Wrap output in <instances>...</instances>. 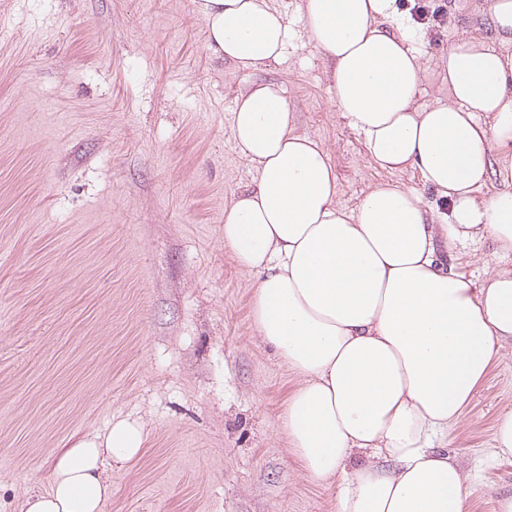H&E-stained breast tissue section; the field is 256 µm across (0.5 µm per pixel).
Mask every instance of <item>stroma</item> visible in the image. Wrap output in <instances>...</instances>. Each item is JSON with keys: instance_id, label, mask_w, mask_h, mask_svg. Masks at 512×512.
<instances>
[{"instance_id": "obj_1", "label": "stroma", "mask_w": 512, "mask_h": 512, "mask_svg": "<svg viewBox=\"0 0 512 512\" xmlns=\"http://www.w3.org/2000/svg\"><path fill=\"white\" fill-rule=\"evenodd\" d=\"M281 63L217 61L194 0H0V512L47 489L74 442L112 423L145 441L113 464L103 512H336L340 479L312 481L280 428L298 380L257 336L252 276L224 248V210L256 178L231 134L238 87L273 79L296 129L326 149L336 202L413 172L370 161L299 20ZM491 0H396L427 27V60L484 36ZM480 282L511 264L484 239L451 252ZM512 407V346L442 446L462 468ZM470 512L512 496V456L467 489Z\"/></svg>"}]
</instances>
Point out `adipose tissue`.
Instances as JSON below:
<instances>
[{
    "label": "adipose tissue",
    "mask_w": 512,
    "mask_h": 512,
    "mask_svg": "<svg viewBox=\"0 0 512 512\" xmlns=\"http://www.w3.org/2000/svg\"><path fill=\"white\" fill-rule=\"evenodd\" d=\"M196 8L213 55L240 70L281 61L294 37L268 0ZM299 19L372 162L417 171L449 210L390 181L344 210L328 154L297 132L282 84L237 89L232 139L258 177L224 210V247L255 279L257 335L299 378L282 429L312 479L342 476L336 512H468L481 469L463 470L439 443L512 344V266L476 283L441 249L489 237L512 253V192H483L491 173L512 182V0H492V39L459 38L438 61L448 98L428 106L417 102L427 31L395 0H302ZM143 441L118 421L104 440L76 443L19 512H103L106 460L133 458Z\"/></svg>",
    "instance_id": "obj_1"
}]
</instances>
